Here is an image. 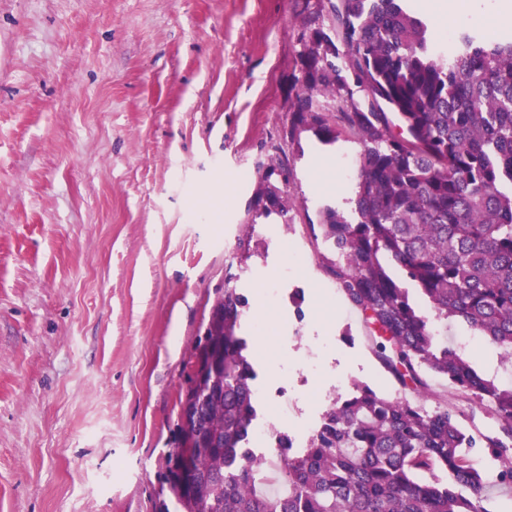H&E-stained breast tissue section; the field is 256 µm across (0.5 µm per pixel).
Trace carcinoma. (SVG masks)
Wrapping results in <instances>:
<instances>
[{
	"label": "carcinoma",
	"instance_id": "carcinoma-1",
	"mask_svg": "<svg viewBox=\"0 0 512 512\" xmlns=\"http://www.w3.org/2000/svg\"><path fill=\"white\" fill-rule=\"evenodd\" d=\"M328 3L331 25L311 29L299 53L290 135L311 131L332 144L345 128L364 146L355 221L327 206L320 228L342 259L329 266L340 292L386 340L376 343L382 367L416 398L363 385L333 400L306 448L278 440L288 491L262 490L268 461H243L258 416L256 372L238 335L248 301L221 289L220 388L199 395L209 447H189L177 423L152 512H487L477 449L512 485V384L472 369L388 272L398 265L437 318L462 319L512 366V35L487 43L465 31L447 54L407 0ZM342 94L350 106L336 114L327 105ZM289 174L280 154L270 156L254 200L284 224L288 205L272 180ZM429 375L448 379L456 400L487 407L498 430L467 427L446 398L426 408Z\"/></svg>",
	"mask_w": 512,
	"mask_h": 512
}]
</instances>
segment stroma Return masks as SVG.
Listing matches in <instances>:
<instances>
[{
	"label": "stroma",
	"mask_w": 512,
	"mask_h": 512,
	"mask_svg": "<svg viewBox=\"0 0 512 512\" xmlns=\"http://www.w3.org/2000/svg\"><path fill=\"white\" fill-rule=\"evenodd\" d=\"M492 0H413L438 42L512 34ZM326 0H0V512H151L179 395L216 291L288 429L366 385L414 399L309 227L354 208L362 144L289 135L301 35ZM291 163L292 222L254 207L259 163ZM301 301L280 305V270ZM447 336L505 381L467 323Z\"/></svg>",
	"instance_id": "1"
}]
</instances>
